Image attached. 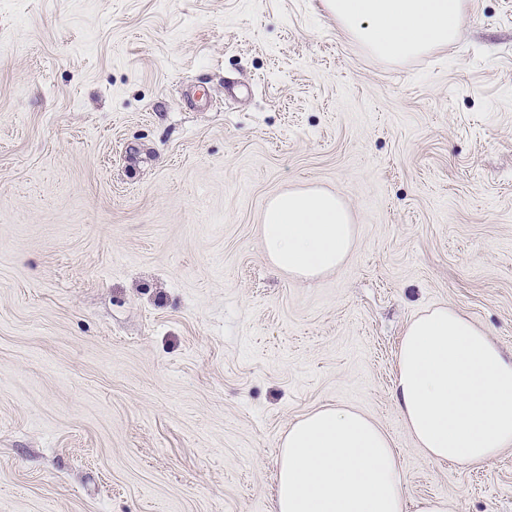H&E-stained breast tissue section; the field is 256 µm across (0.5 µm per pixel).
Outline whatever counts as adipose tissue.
<instances>
[{"label": "adipose tissue", "mask_w": 512, "mask_h": 512, "mask_svg": "<svg viewBox=\"0 0 512 512\" xmlns=\"http://www.w3.org/2000/svg\"><path fill=\"white\" fill-rule=\"evenodd\" d=\"M338 27L374 55L405 60L451 44L463 0H325ZM269 261L312 279L341 267L356 226L340 197L286 190L260 224ZM393 394L404 425L429 460L480 465L512 447V356L455 307H428L406 326ZM276 512H403L402 468L389 435L346 406L312 411L281 440Z\"/></svg>", "instance_id": "adipose-tissue-1"}]
</instances>
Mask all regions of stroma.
Wrapping results in <instances>:
<instances>
[{"label": "stroma", "instance_id": "35a3bbf8", "mask_svg": "<svg viewBox=\"0 0 512 512\" xmlns=\"http://www.w3.org/2000/svg\"><path fill=\"white\" fill-rule=\"evenodd\" d=\"M307 186L356 245L298 280L259 225ZM436 304L512 354V0L403 62L323 0H0V512H273L282 436L338 405L404 512H512V447L439 464L402 424Z\"/></svg>", "mask_w": 512, "mask_h": 512}]
</instances>
